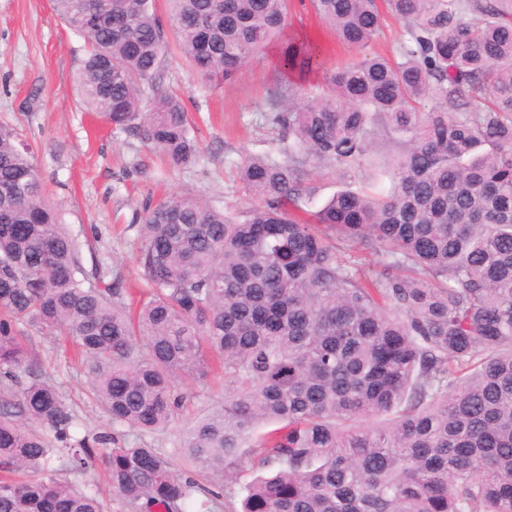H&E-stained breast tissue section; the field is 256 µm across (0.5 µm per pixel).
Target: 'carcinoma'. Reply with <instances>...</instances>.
<instances>
[{
    "mask_svg": "<svg viewBox=\"0 0 512 512\" xmlns=\"http://www.w3.org/2000/svg\"><path fill=\"white\" fill-rule=\"evenodd\" d=\"M170 2L164 20L154 0H54L89 48L85 106L185 167L198 142L184 100L159 91L167 30L219 84L279 41L282 139L240 167L259 203L145 209L150 289L133 296L86 283L30 149L0 126V512H107L95 480L49 474L58 453L131 512H512V0H385L400 62L366 54L312 99L292 78L318 50L288 36V0ZM311 3L359 52L381 25L378 0ZM385 139L374 183L300 216L311 169L351 180ZM26 326L65 336L109 429L73 438ZM215 364L224 398L181 433L187 468L119 442L165 431L182 381Z\"/></svg>",
    "mask_w": 512,
    "mask_h": 512,
    "instance_id": "cac0c4a2",
    "label": "carcinoma"
}]
</instances>
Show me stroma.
<instances>
[{"mask_svg":"<svg viewBox=\"0 0 512 512\" xmlns=\"http://www.w3.org/2000/svg\"><path fill=\"white\" fill-rule=\"evenodd\" d=\"M292 31L316 34L322 65L303 80L306 91L325 89L336 68L358 59L337 43L309 0H289ZM83 38L56 15L52 0H0V125L14 129L30 148L48 204L59 223L78 237L89 282L144 287L136 262L138 218L146 205L170 196H192L217 208H245L239 166L279 144L281 129L271 119L280 49L255 54L236 77L214 86L191 65L173 57L161 89L180 95L195 126L199 152L194 163L174 168L138 136L113 130L85 112L76 76L86 57ZM30 351L42 372L66 396L78 425L75 437L109 427L85 376L49 330L30 327ZM224 381L191 386L187 405L166 432L145 435L152 447L181 461L175 442L184 422L206 414L220 401Z\"/></svg>","mask_w":512,"mask_h":512,"instance_id":"stroma-1","label":"stroma"}]
</instances>
